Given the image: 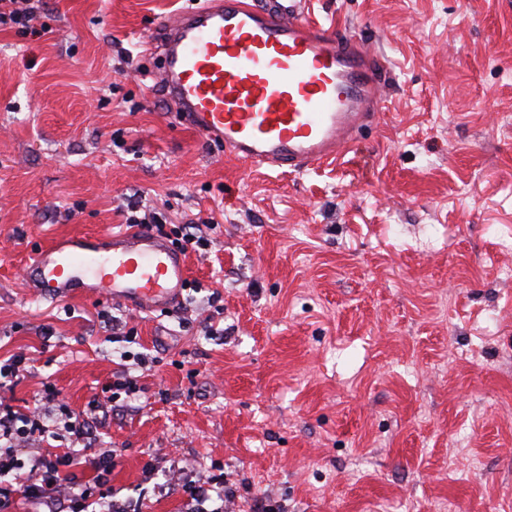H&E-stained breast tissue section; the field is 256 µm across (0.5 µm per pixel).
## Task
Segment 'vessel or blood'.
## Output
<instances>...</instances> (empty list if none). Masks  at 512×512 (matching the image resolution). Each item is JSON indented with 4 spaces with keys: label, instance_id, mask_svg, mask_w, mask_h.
Segmentation results:
<instances>
[{
    "label": "vessel or blood",
    "instance_id": "b4317fda",
    "mask_svg": "<svg viewBox=\"0 0 512 512\" xmlns=\"http://www.w3.org/2000/svg\"><path fill=\"white\" fill-rule=\"evenodd\" d=\"M310 0H205L159 23L158 84L182 123L237 160L303 171L340 156L382 109L384 66L364 44L314 23ZM181 253L154 231L62 237L24 268L31 298L79 296L138 312L177 305Z\"/></svg>",
    "mask_w": 512,
    "mask_h": 512
}]
</instances>
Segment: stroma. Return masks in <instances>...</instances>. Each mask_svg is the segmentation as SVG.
I'll list each match as a JSON object with an SVG mask.
<instances>
[{"label": "stroma", "mask_w": 512, "mask_h": 512, "mask_svg": "<svg viewBox=\"0 0 512 512\" xmlns=\"http://www.w3.org/2000/svg\"><path fill=\"white\" fill-rule=\"evenodd\" d=\"M193 3L31 0L32 31L0 28V359L27 358L0 399L87 413L73 480L112 451L124 512H214L201 473L227 512H512V0H313L389 69L352 149L299 173L179 124L142 43ZM134 205L215 220L199 290L148 314L27 295L34 251Z\"/></svg>", "instance_id": "stroma-1"}]
</instances>
